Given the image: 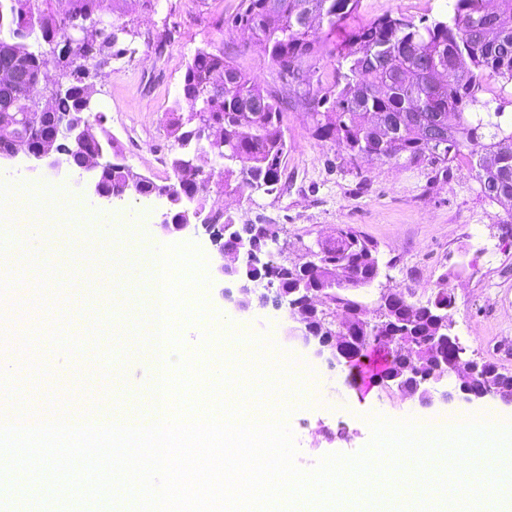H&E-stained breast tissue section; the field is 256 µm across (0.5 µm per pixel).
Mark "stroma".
<instances>
[{
    "label": "stroma",
    "instance_id": "35a3bbf8",
    "mask_svg": "<svg viewBox=\"0 0 512 512\" xmlns=\"http://www.w3.org/2000/svg\"><path fill=\"white\" fill-rule=\"evenodd\" d=\"M239 5L240 0H159L150 11L140 0H129L126 18L136 31L133 52L113 61L90 84L92 101L105 114V127L134 172L159 184L171 178L169 159L175 145L165 116L182 98L185 66L197 50L224 49L246 73L287 98V87L277 81L271 63L252 47L250 37L238 28L218 27V19L234 15ZM448 12V0H361L357 13L343 21L335 37L344 39L387 13L433 20ZM168 29L171 40L157 46L156 35ZM283 129L288 151L280 166V191L220 197L215 190H205L199 195L205 211L223 202L236 223L278 225L279 241L287 245L292 261L301 260L303 245L331 236L336 226H351L377 246L383 269L379 287L408 292L416 303L426 302L439 289H452V333L468 356L512 371V214L480 195L467 161L455 163L447 178L426 161H354L338 142L313 137L298 110L284 112ZM40 187L99 213L115 230L137 224L143 237L158 235L160 201L128 195L106 206L92 195L78 170L53 175L29 172L19 163L0 166V202L10 203ZM27 222L45 227L35 248L46 257L35 270L42 279H51L57 265L52 251L69 241L70 234L55 217L37 211ZM112 265L111 253H104L102 277L88 288L82 287L80 267L73 263L66 287L29 288L20 294L0 290L14 304L13 315L0 322V363L18 364L23 352L31 358L28 405L39 417L104 414L133 419L144 413L152 339L144 334L130 341L125 318L112 311L118 294L129 307H141L144 291L115 290ZM222 289V281L210 277L205 297L212 309L229 314L251 335H273L277 355H294L299 366L322 383L317 398L291 391L268 398L272 404H294L288 423L299 457L318 460L361 451L371 439L368 419L376 415L400 420L493 409L512 416V405L498 399H437L424 407L371 381L370 368L353 372L343 364L329 367L288 337L286 311L257 306L237 310L224 299ZM76 344L85 357L101 362L96 377L73 374L68 352Z\"/></svg>",
    "mask_w": 512,
    "mask_h": 512
}]
</instances>
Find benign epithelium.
Masks as SVG:
<instances>
[{"label": "benign epithelium", "instance_id": "1", "mask_svg": "<svg viewBox=\"0 0 512 512\" xmlns=\"http://www.w3.org/2000/svg\"><path fill=\"white\" fill-rule=\"evenodd\" d=\"M91 129L89 121L85 118L59 123L50 133L49 138L54 140L59 136L72 142L89 139ZM20 159L28 164V169L35 171H58L62 165L73 166L67 154L58 152L52 147H30L25 141L17 140L15 147L8 153L0 154V160ZM110 166L108 158L100 150H92L86 158L82 159L78 168L92 173L93 195L102 202L110 203L121 200L124 194H114L102 184L100 173ZM202 187L188 185L176 192H155L143 195L145 199L159 198L167 201V207L161 213L158 223L160 232L164 236L181 235L189 230L204 229L210 240L216 246L213 258V267L218 279L229 283L232 288H223L224 298L235 303L241 311L249 310L253 305L265 307L272 305L276 309L285 308L288 319L294 323L289 329V335L299 339L306 347H311L318 357H322L329 366L348 359L353 344L363 339L361 332L352 325L348 313L339 311L333 316L334 326L316 323L312 320L310 310L325 306L330 300V292L322 285L314 289H304L303 297L299 298L294 292H281L273 287V276L242 275L241 269L245 266L268 267L266 260L270 254L261 253L246 247L239 228L235 224H220L218 218L224 210L210 212L207 218L200 219L201 211L194 206ZM230 242L234 249L224 248V242ZM321 247H305L304 262L284 264L283 270L296 268L301 277H308L321 264ZM438 330L444 331L440 336L431 337L435 349L438 351V360L426 368L420 359L418 350L408 339L400 337L394 340L397 348V357L403 358L413 366L406 376L390 379V390L413 397L422 406H429L433 400V393L437 391L436 385L445 377L443 369L455 376L452 390L440 392L444 401L454 398L472 403L487 398H499L512 403V381L504 382L499 377V368H490L482 360L466 356V349L458 338L450 334V328L444 322H439Z\"/></svg>", "mask_w": 512, "mask_h": 512}]
</instances>
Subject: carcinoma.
Wrapping results in <instances>:
<instances>
[{"label": "carcinoma", "mask_w": 512, "mask_h": 512, "mask_svg": "<svg viewBox=\"0 0 512 512\" xmlns=\"http://www.w3.org/2000/svg\"><path fill=\"white\" fill-rule=\"evenodd\" d=\"M125 0H70L65 13L53 0H0V70L20 78L0 83V98L27 101L29 85L42 80L45 56L57 54L60 90L31 111L39 119L25 136L41 142L44 129L56 119L86 111L87 80L129 51L136 36L125 20ZM360 0H241L239 11L225 24L249 31L253 47L268 57L276 74L288 71L308 77L303 93L284 101L259 80L242 71L223 50H198L182 80V95L192 104L183 113L175 107L169 134L178 146L171 166L174 180L159 185L144 176L142 192L176 191L197 183L198 152L222 163L224 191L242 194L260 188L271 194L280 184L281 157L287 150L283 111L300 108L313 136L339 142L352 157L366 152L383 163L427 160L448 176L452 164L468 159L480 194L512 203V115L494 109L478 93L496 81L512 84V0H451V16L419 21L384 15L353 31L346 40H332L338 23L357 11ZM103 21L93 46L65 43L67 32ZM224 73V90L211 91L215 75ZM211 122L224 127V142L214 145L201 136ZM105 184L119 193L128 173L112 149ZM241 235L254 246L278 233L274 224H242ZM328 265L317 278L336 281L335 305L367 324L368 340L353 350L350 366L374 351V330L390 318L378 301L367 303L352 292L379 275L377 248L352 227L337 228L327 247ZM438 315L448 317V289L415 310L419 342L432 335Z\"/></svg>", "instance_id": "obj_1"}]
</instances>
